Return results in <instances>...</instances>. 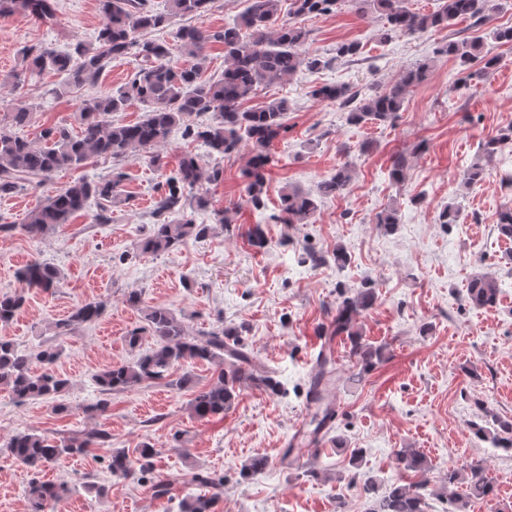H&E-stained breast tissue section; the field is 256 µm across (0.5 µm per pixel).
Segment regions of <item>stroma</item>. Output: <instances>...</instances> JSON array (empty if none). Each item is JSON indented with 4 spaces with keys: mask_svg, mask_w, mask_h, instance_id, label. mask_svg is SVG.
Segmentation results:
<instances>
[{
    "mask_svg": "<svg viewBox=\"0 0 512 512\" xmlns=\"http://www.w3.org/2000/svg\"><path fill=\"white\" fill-rule=\"evenodd\" d=\"M57 2L51 25L22 13L0 16V119L10 112L6 83L20 74L33 113L17 133L33 141L48 126L77 128L82 95L59 94L63 75L24 73L21 49L43 45L71 54L77 44H94L102 25L97 0ZM291 3L282 0L280 21L307 30L306 51L327 65L258 91V101L284 98L289 105L288 131L269 148L263 208L254 209L246 196L250 142L231 156L211 155L179 127L160 147L161 163L146 153L119 162L101 158L48 180L23 177L16 192L0 197V295L26 298L14 321L0 325V338L26 354L62 348L53 369L69 380L54 396L25 401L0 385V512L28 507L32 473L9 453L14 434L60 440L99 429L111 433L110 446L62 457L43 471V480L66 490L57 512H180L184 497L204 492L190 481L195 473L224 481V495L211 512H368L376 494L413 482L397 462L404 448L423 452L432 464L427 512H448L452 492L464 490L449 487L448 469L470 462L481 463L496 494L470 500L466 512H512V451L471 430L477 424L490 431L496 419H512V239L497 228L500 212L512 204V188L504 182L512 175V145L489 160L481 149L512 129V45L491 35L492 27H512V0H492L491 25L458 19L419 36L388 34L383 15L358 14L349 0L326 16L291 14ZM474 37L482 40L484 55L495 58L492 68L478 62L464 71L433 54L437 45ZM350 41L359 44V54L337 58V45ZM425 61L426 80L408 88L402 110L385 125L351 123L347 109L312 95L323 86H343L369 96ZM186 152L198 154L203 168L224 172L221 182L195 188L209 199L195 219L211 230L170 253H140L155 222L154 204ZM397 152L407 156L400 183L389 176ZM476 163L484 178L465 185L464 174ZM342 165L350 169L347 189L321 195V183ZM116 170L130 201L113 208L110 223H96L99 202L91 198L44 236L23 231L28 214L47 196L78 178L96 180ZM291 187L315 198L310 223L273 221L281 194ZM450 204L459 209V221L441 224L439 214ZM389 207L400 218L391 232L376 222ZM227 208L233 223H218V212ZM253 224L262 225L265 248L247 241ZM340 247L350 258L342 267L333 260ZM311 252L324 255L325 264L307 262ZM35 260L59 270L53 292L20 279V270ZM478 273L497 280L495 307L469 303L467 284ZM368 283L377 301L356 325L366 342L384 346V360L360 373L349 357V340L337 337L334 426L321 451L296 449L295 462L284 465L282 444L306 410L319 353L314 339L337 303ZM133 293L140 306L129 303ZM87 300L105 303L102 317L58 335L56 322ZM149 306L169 308L196 337L246 324L241 342L272 372L281 394L244 386L229 410L196 418L189 408L192 390L210 385L216 373L213 365L192 361L173 366L168 379L113 393L108 412L95 414L97 375L152 347L148 333L140 347L127 342L130 331L144 329ZM184 375L190 386L172 387ZM144 442L154 449L153 472L128 478L111 473L113 451L131 453ZM357 448L362 456L354 464L350 455ZM255 457L267 458L268 467L242 480V465ZM157 476L170 481L168 496H154Z\"/></svg>",
    "mask_w": 512,
    "mask_h": 512,
    "instance_id": "stroma-1",
    "label": "stroma"
}]
</instances>
